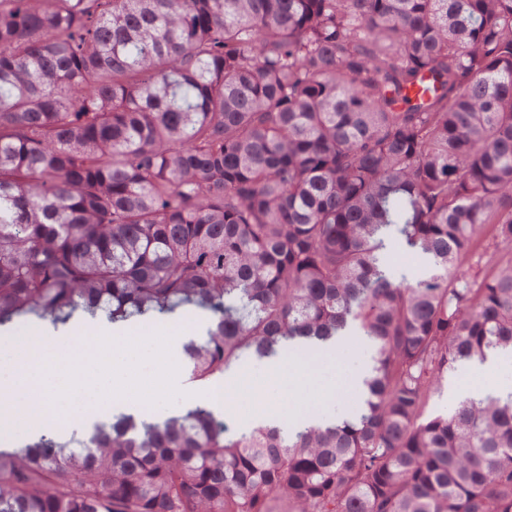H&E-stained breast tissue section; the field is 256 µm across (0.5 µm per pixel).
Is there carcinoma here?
Masks as SVG:
<instances>
[{
    "instance_id": "1",
    "label": "carcinoma",
    "mask_w": 512,
    "mask_h": 512,
    "mask_svg": "<svg viewBox=\"0 0 512 512\" xmlns=\"http://www.w3.org/2000/svg\"><path fill=\"white\" fill-rule=\"evenodd\" d=\"M189 309L196 381L368 341L359 407L0 445V512H512V396L432 408L512 352V0H0V328Z\"/></svg>"
}]
</instances>
